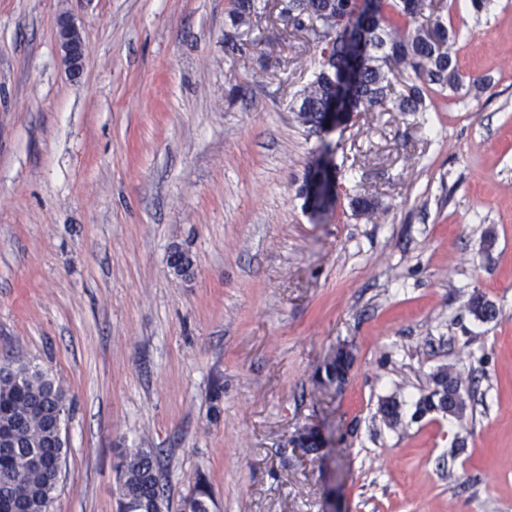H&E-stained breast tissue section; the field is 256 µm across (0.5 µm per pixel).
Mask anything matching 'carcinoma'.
Masks as SVG:
<instances>
[{
	"label": "carcinoma",
	"instance_id": "obj_1",
	"mask_svg": "<svg viewBox=\"0 0 512 512\" xmlns=\"http://www.w3.org/2000/svg\"><path fill=\"white\" fill-rule=\"evenodd\" d=\"M276 8L281 27L265 39L292 30L333 43L331 55H320L312 80L290 104L297 121L313 132L320 130L333 99H348V106L336 108L338 112H426L429 91H456L462 86L450 50L453 29L441 15L443 0H277ZM253 9V0H237L232 25L251 27ZM352 21L361 31V49L343 43L344 28ZM350 205L361 218L379 208L378 201L361 194L354 195ZM468 309L482 322L496 317L479 296L470 300ZM65 408V391L46 370L15 364L11 374L0 377V424L15 430L10 440L0 442V473L12 468L14 494L26 512H50L55 499V480L33 457L40 452L65 453L52 428L53 419ZM126 456L131 461L123 465L121 500L133 504L152 496L169 508L152 457L140 448ZM188 502L197 504L198 512H209L210 494L203 479L183 500Z\"/></svg>",
	"mask_w": 512,
	"mask_h": 512
}]
</instances>
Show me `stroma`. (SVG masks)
<instances>
[{
    "label": "stroma",
    "instance_id": "35a3bbf8",
    "mask_svg": "<svg viewBox=\"0 0 512 512\" xmlns=\"http://www.w3.org/2000/svg\"><path fill=\"white\" fill-rule=\"evenodd\" d=\"M234 3L0 0V356L66 392L52 512H117L130 448L170 512L200 478L211 512H512V0H444L484 92L328 133L288 108L321 45L259 43L272 0L238 30ZM63 13L88 45L78 80ZM326 148L338 198L315 218L299 189ZM343 344L344 383L318 384ZM443 366L471 383L463 417L413 419ZM305 426L327 439L306 457ZM56 38L69 77L79 78L83 74L87 57V45L80 27L70 16H59Z\"/></svg>",
    "mask_w": 512,
    "mask_h": 512
}]
</instances>
